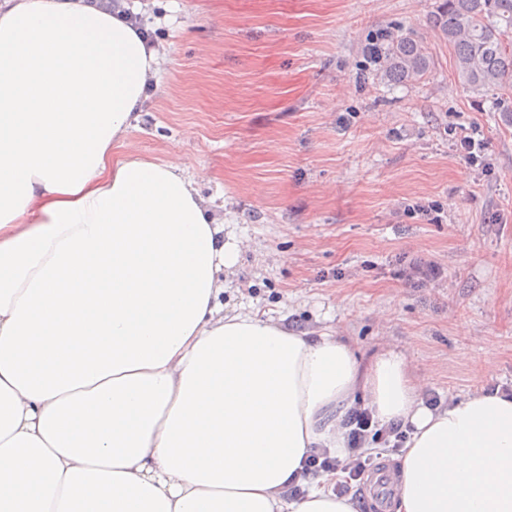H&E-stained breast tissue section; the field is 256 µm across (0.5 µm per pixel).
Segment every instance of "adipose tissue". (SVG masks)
Returning a JSON list of instances; mask_svg holds the SVG:
<instances>
[{
	"mask_svg": "<svg viewBox=\"0 0 512 512\" xmlns=\"http://www.w3.org/2000/svg\"><path fill=\"white\" fill-rule=\"evenodd\" d=\"M160 64L135 18L0 0V512H357L301 474L359 399L412 427L395 512H512V397L225 314L245 242L178 157L112 156Z\"/></svg>",
	"mask_w": 512,
	"mask_h": 512,
	"instance_id": "ef3b65f1",
	"label": "adipose tissue"
}]
</instances>
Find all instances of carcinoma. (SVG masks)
I'll return each mask as SVG.
<instances>
[{
    "label": "carcinoma",
    "mask_w": 512,
    "mask_h": 512,
    "mask_svg": "<svg viewBox=\"0 0 512 512\" xmlns=\"http://www.w3.org/2000/svg\"><path fill=\"white\" fill-rule=\"evenodd\" d=\"M427 24L448 41L469 89L512 90V0H439ZM376 57L392 85L421 80L431 65L427 48L410 32L380 37Z\"/></svg>",
    "instance_id": "1"
}]
</instances>
